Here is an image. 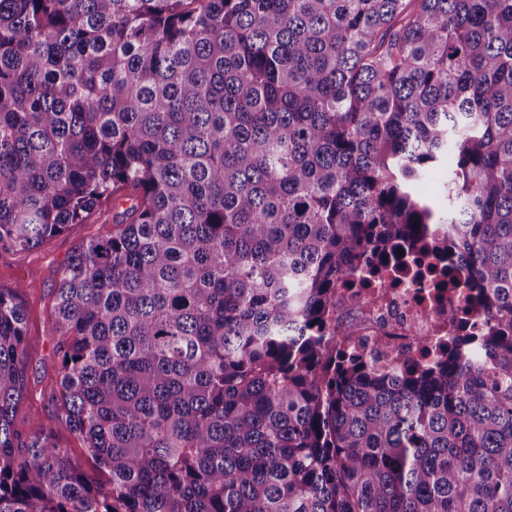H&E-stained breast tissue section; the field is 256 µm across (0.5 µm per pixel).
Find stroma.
Returning a JSON list of instances; mask_svg holds the SVG:
<instances>
[{"label": "stroma", "instance_id": "stroma-1", "mask_svg": "<svg viewBox=\"0 0 512 512\" xmlns=\"http://www.w3.org/2000/svg\"><path fill=\"white\" fill-rule=\"evenodd\" d=\"M111 230L112 206L107 203L95 208L83 223L69 225L62 234L47 239L36 249L0 250V288L25 289L27 386L14 419L21 433H36L57 410L54 394L59 384V358L51 324L60 272L78 247Z\"/></svg>", "mask_w": 512, "mask_h": 512}]
</instances>
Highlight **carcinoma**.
Here are the masks:
<instances>
[{"label":"carcinoma","instance_id":"cac0c4a2","mask_svg":"<svg viewBox=\"0 0 512 512\" xmlns=\"http://www.w3.org/2000/svg\"><path fill=\"white\" fill-rule=\"evenodd\" d=\"M449 165L448 208L416 182ZM23 436L0 288V512H512V0H0V248L102 201ZM448 225L466 336L336 358V285ZM57 441L64 448H68L70 456L78 460L91 477L99 483L105 484L107 482L108 472L98 468L93 460L87 456L83 442L76 435L66 429H61L57 435Z\"/></svg>","mask_w":512,"mask_h":512}]
</instances>
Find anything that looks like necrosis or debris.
<instances>
[{"label":"necrosis or debris","mask_w":512,"mask_h":512,"mask_svg":"<svg viewBox=\"0 0 512 512\" xmlns=\"http://www.w3.org/2000/svg\"><path fill=\"white\" fill-rule=\"evenodd\" d=\"M431 239L429 259L410 251L386 267L361 266L336 290L331 325H352L350 348L375 368L440 357L448 346L449 312L463 313L468 305L465 271H456L454 288L427 276L426 264L442 269L448 263L447 227L436 226Z\"/></svg>","instance_id":"obj_1"}]
</instances>
